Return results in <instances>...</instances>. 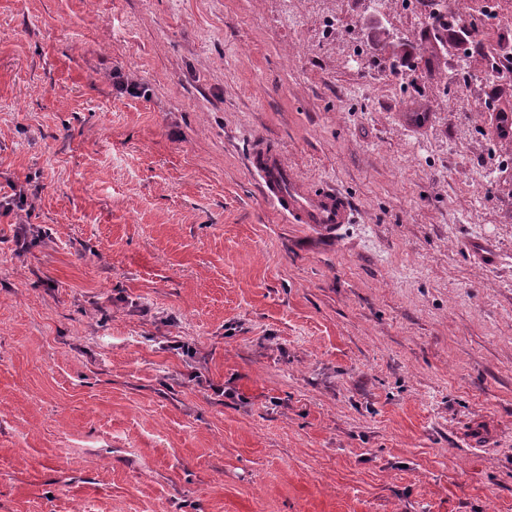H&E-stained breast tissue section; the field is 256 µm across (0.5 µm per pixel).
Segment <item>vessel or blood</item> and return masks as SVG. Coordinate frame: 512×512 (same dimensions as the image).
<instances>
[{"instance_id": "vessel-or-blood-1", "label": "vessel or blood", "mask_w": 512, "mask_h": 512, "mask_svg": "<svg viewBox=\"0 0 512 512\" xmlns=\"http://www.w3.org/2000/svg\"><path fill=\"white\" fill-rule=\"evenodd\" d=\"M253 164L262 173L264 194L276 199L294 223L313 225L324 236L334 235L343 224L349 223L351 208L347 200L331 191L308 192L305 183L289 173L279 153L256 154Z\"/></svg>"}]
</instances>
